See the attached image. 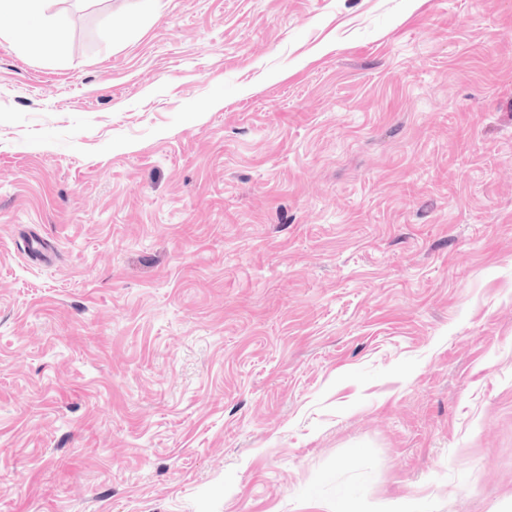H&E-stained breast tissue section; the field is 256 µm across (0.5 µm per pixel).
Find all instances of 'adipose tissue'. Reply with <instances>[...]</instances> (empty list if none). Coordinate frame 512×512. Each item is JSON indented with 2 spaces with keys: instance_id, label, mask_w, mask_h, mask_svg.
<instances>
[{
  "instance_id": "adipose-tissue-1",
  "label": "adipose tissue",
  "mask_w": 512,
  "mask_h": 512,
  "mask_svg": "<svg viewBox=\"0 0 512 512\" xmlns=\"http://www.w3.org/2000/svg\"><path fill=\"white\" fill-rule=\"evenodd\" d=\"M43 9L42 0H0V37L22 39L32 48L62 46L67 39L63 19H50L39 27L29 25V18L42 15Z\"/></svg>"
}]
</instances>
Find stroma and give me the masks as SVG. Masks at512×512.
Returning a JSON list of instances; mask_svg holds the SVG:
<instances>
[{"label":"stroma","mask_w":512,"mask_h":512,"mask_svg":"<svg viewBox=\"0 0 512 512\" xmlns=\"http://www.w3.org/2000/svg\"><path fill=\"white\" fill-rule=\"evenodd\" d=\"M0 38V512H512V0H48ZM42 1L45 0H1L0 37L13 35L14 38L23 39L26 46L32 48L62 46L67 39V27L63 19L51 18L40 27L25 23L29 18L43 17Z\"/></svg>","instance_id":"obj_1"}]
</instances>
